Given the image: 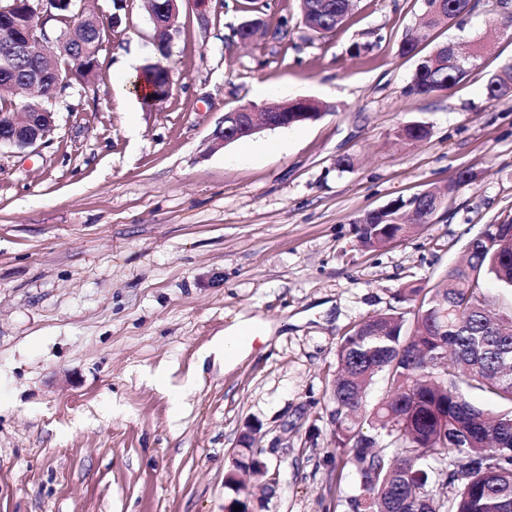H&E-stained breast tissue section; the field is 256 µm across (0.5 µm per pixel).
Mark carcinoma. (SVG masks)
<instances>
[{"instance_id": "1", "label": "carcinoma", "mask_w": 512, "mask_h": 512, "mask_svg": "<svg viewBox=\"0 0 512 512\" xmlns=\"http://www.w3.org/2000/svg\"><path fill=\"white\" fill-rule=\"evenodd\" d=\"M144 2L157 19L155 38L166 58L177 28L178 0ZM299 6L305 27L319 34L336 30L351 15L350 0H299ZM50 10L52 26L43 29L23 0H0V44L16 45L13 52H0V113L5 118L18 112H52L51 99L99 78L98 53L114 24L94 15L77 19L73 0H54ZM470 11L471 0H424L420 31L399 45V55L414 54L419 45L433 41L440 23ZM62 33L73 39L64 51H56L55 91L36 89L31 101L17 104L11 94L23 88L32 54ZM447 48L444 42L420 58L410 94L430 96L462 82L447 63ZM144 76L151 85L150 102L163 101L166 68L151 63ZM511 86L512 62L486 79V96L502 100ZM399 135L420 141L429 135V126L413 122ZM432 202L414 195L393 201L381 214H364L357 220L360 242L377 249L408 236L414 225L403 221V213L413 210L427 218ZM496 230L494 244L474 247L464 265L448 271L442 287L423 294L409 291L412 318L397 311L368 316L341 342L331 397L336 447L343 449L344 465L358 479L352 512H512V312L491 309L484 295L489 279L512 290V217ZM380 373L394 395L368 411L363 395ZM472 393L492 400L502 411L475 406L469 399ZM365 422L398 437L395 455L376 448V440L362 432ZM254 455L252 448L241 449V458L225 474L227 487L239 491L236 472ZM429 458L440 463L443 485L457 489L451 505L432 488L425 467Z\"/></svg>"}]
</instances>
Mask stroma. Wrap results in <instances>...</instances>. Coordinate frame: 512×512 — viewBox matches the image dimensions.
<instances>
[{
    "instance_id": "stroma-1",
    "label": "stroma",
    "mask_w": 512,
    "mask_h": 512,
    "mask_svg": "<svg viewBox=\"0 0 512 512\" xmlns=\"http://www.w3.org/2000/svg\"><path fill=\"white\" fill-rule=\"evenodd\" d=\"M240 3L210 0L201 17L179 0L169 95L147 107L116 95L127 56L159 57L143 0H123L99 79L57 102L49 139L0 147V512H224L235 497L248 512H351L340 343L365 316L410 312L405 289L435 287L512 215V100L484 90L512 61L495 0L435 32L488 37L480 75L426 97L407 91L416 58L397 54L422 0H358L324 35L297 0H268L271 31L250 44ZM299 97L324 114L212 137L242 104ZM414 121L428 138L398 139ZM446 185L429 223L361 246L358 217ZM241 315L269 336L229 370L200 358ZM246 430L269 472L238 494L224 475Z\"/></svg>"
}]
</instances>
